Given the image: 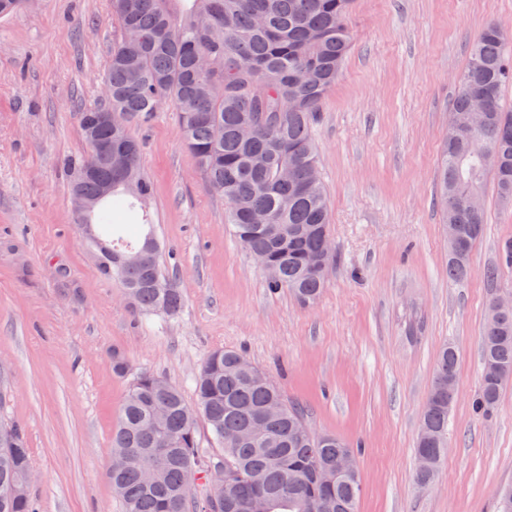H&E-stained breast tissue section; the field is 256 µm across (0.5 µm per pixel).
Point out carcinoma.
Returning <instances> with one entry per match:
<instances>
[{"label":"carcinoma","mask_w":512,"mask_h":512,"mask_svg":"<svg viewBox=\"0 0 512 512\" xmlns=\"http://www.w3.org/2000/svg\"><path fill=\"white\" fill-rule=\"evenodd\" d=\"M169 0H112L122 35L112 45L104 86L112 96L105 107H91L80 118L103 110L112 126L93 133L81 129L86 153L69 166L85 199L93 204L92 229L112 256L137 250L154 238L145 199L152 187L143 174L131 184L110 171L95 143L125 138L140 146L130 125L147 120L167 101L178 112L183 140L210 187L224 196L227 224L251 255L266 257L268 287L286 288L302 304H314L328 286L334 253L327 250L329 201L311 125L336 83L351 49L347 17L352 0H190L177 20ZM452 112L462 122L473 96L486 100L482 130L472 137L443 140L438 175L442 223L453 224L457 239L448 245V280H465L472 251L484 230L482 197L493 179L501 207L512 208V111L501 104L502 88L512 84V40L489 22L474 39L457 77ZM92 176L81 177L88 167ZM112 178L114 191L100 193ZM159 258L150 266H117L97 258L101 275L121 280L130 303L145 316L177 315L183 295ZM512 275V240L486 271L496 283ZM487 304L480 336L483 373L477 412H489L505 387L497 369L512 371V309L496 312ZM458 354L442 345L417 439L423 467L420 483L430 482L448 448V416L456 401ZM196 407L181 391L149 372L134 378L112 437V488L124 512H213L211 500L197 505L188 485L210 460L199 455L197 416L224 448V482L214 487L219 512H247L257 494L272 512H357L359 478L330 484L315 473L354 450L333 434L312 435L308 411L288 401L268 374L242 354L218 349L194 379ZM160 450V479L147 485L138 459ZM32 467L23 430L0 424V512H34L30 494L13 488Z\"/></svg>","instance_id":"obj_1"}]
</instances>
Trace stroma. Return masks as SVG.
<instances>
[{"instance_id":"1","label":"stroma","mask_w":512,"mask_h":512,"mask_svg":"<svg viewBox=\"0 0 512 512\" xmlns=\"http://www.w3.org/2000/svg\"><path fill=\"white\" fill-rule=\"evenodd\" d=\"M491 21L512 27V0H353L351 50L312 126L335 245L312 306L269 290L174 107L132 125L149 221L184 298L178 316L146 318L100 275L66 169L86 151L80 112L104 102L121 35L112 0H29L0 17V422L26 435L40 512H123L112 431L134 377L160 376L191 404L195 376L222 348L267 371L315 433L353 447L358 512H491L512 486V383L488 414L472 402L488 300L512 293V277L484 278L512 238V210L486 185L472 272L452 282L437 189L456 77ZM446 342L459 353L457 399L448 453L423 487L415 445ZM116 352L129 363L122 377Z\"/></svg>"}]
</instances>
